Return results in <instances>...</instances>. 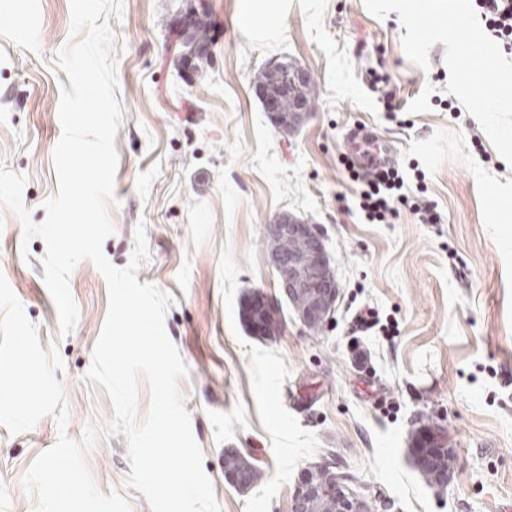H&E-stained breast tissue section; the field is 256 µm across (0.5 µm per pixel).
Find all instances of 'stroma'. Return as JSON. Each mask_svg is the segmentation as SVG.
Listing matches in <instances>:
<instances>
[{
    "label": "stroma",
    "instance_id": "35a3bbf8",
    "mask_svg": "<svg viewBox=\"0 0 512 512\" xmlns=\"http://www.w3.org/2000/svg\"><path fill=\"white\" fill-rule=\"evenodd\" d=\"M197 2L123 0L111 24L122 124L115 231L103 252L125 266L146 220L151 260L137 280L175 298L164 327L189 369L184 407L221 512H292L297 485L325 464L373 512H512V220L491 205L512 200V160L497 134L512 112L495 107L512 82V54L472 0H209L211 55L189 74L172 27ZM76 39L70 0H0V167L25 175L23 203L37 223L58 192L52 156L69 78L56 55ZM472 51L481 80L468 97L460 82ZM272 61L311 77V115L293 133L256 92ZM373 67L405 105L396 120L365 81ZM357 126L391 140L408 190L424 186L443 223L405 213L368 224L346 211L360 187L338 158ZM284 212L323 230L336 270V312L317 334L299 322L270 262L265 226ZM22 237L19 217L0 204V273L42 349L63 363L55 377L67 434L102 429L85 455L95 487L151 512L128 483L125 436L106 432L111 401L84 378L106 282L91 261L74 266L79 320L61 335L45 243ZM256 290L275 301L276 335L247 329L242 309ZM367 308L379 314L371 329L358 320ZM425 430L448 450L444 482L416 459L413 439ZM56 440L51 416L14 436L0 426V512H35L24 476ZM228 452L259 466L248 489L225 476Z\"/></svg>",
    "mask_w": 512,
    "mask_h": 512
}]
</instances>
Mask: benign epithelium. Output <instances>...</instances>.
Listing matches in <instances>:
<instances>
[{
	"label": "benign epithelium",
	"mask_w": 512,
	"mask_h": 512,
	"mask_svg": "<svg viewBox=\"0 0 512 512\" xmlns=\"http://www.w3.org/2000/svg\"><path fill=\"white\" fill-rule=\"evenodd\" d=\"M206 15V3H201V11L186 16L177 32L186 40L184 58L208 59L211 43L194 38L198 26ZM274 73V86H262L260 91L269 111L283 129L298 127L309 112L303 103H297L291 111H282V99L296 84L308 80L300 69L271 66ZM266 237L270 243V261L278 276V287L289 301H298L296 312L301 324L308 328L313 322H327L335 311L339 288L331 259L325 249L322 235L314 224L291 214H281L266 225ZM301 241L304 247L299 252L284 254L281 245L285 241ZM253 334L264 336L272 330L273 316L264 296L254 295L246 311ZM320 480H304L295 491L293 512H311L314 502L330 497L336 500V512H369L364 498L354 493L345 484L344 476L328 466L319 468Z\"/></svg>",
	"instance_id": "obj_1"
}]
</instances>
